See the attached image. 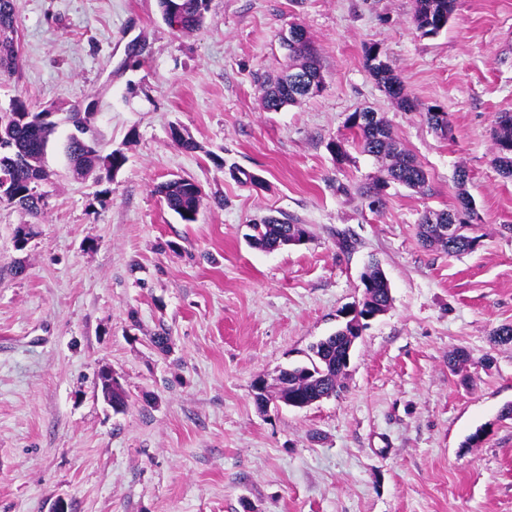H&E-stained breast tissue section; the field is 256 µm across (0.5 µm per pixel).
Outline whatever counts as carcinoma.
<instances>
[{
    "label": "carcinoma",
    "mask_w": 512,
    "mask_h": 512,
    "mask_svg": "<svg viewBox=\"0 0 512 512\" xmlns=\"http://www.w3.org/2000/svg\"><path fill=\"white\" fill-rule=\"evenodd\" d=\"M210 0H157L163 20L171 28L189 33L200 27L209 10ZM455 0H416L414 23L425 34H436L448 24L454 12ZM15 0H0V71L10 72L18 60V46L13 38ZM296 60L293 68L315 78L321 77V66L310 41L300 48L288 47ZM377 83L408 112L417 110V103L403 93L398 76L391 65L383 69L369 68ZM308 94L288 83L282 75L273 83L261 85V102L268 112H277L283 107L301 103ZM41 113L33 111L30 103L18 96L12 102V111L0 113V202L17 205L30 214L38 216L44 212L43 195L38 192L39 182L45 180L47 171L44 156L49 136L54 125L39 122ZM349 128L363 152L385 161L383 183L396 182L407 187H421L426 182L423 168L410 156L394 137L389 125L380 117L373 121L363 112H354L349 117ZM496 157L498 170L512 176V114L496 128ZM66 155L75 172L92 171L108 173L112 168H123L128 157L121 150L104 153L99 149H88L81 138L72 135L68 140ZM468 173L458 170V201L461 208L473 213L468 205L471 196L465 189ZM193 181L179 177L156 186V193L166 206L186 224L196 222L200 196L190 190ZM440 225L422 215L417 224V235L427 246L437 245L450 254L473 250L480 237L474 234V225L462 221L455 224L456 234L449 237L439 231ZM249 235L253 245L263 250H272L284 238H297L306 233L301 224H291L271 219L251 225ZM367 288L369 301L366 307L373 312L386 309L390 303L389 284L382 270L374 265L362 278ZM355 336L350 323H345L333 335L311 346L309 363L282 370L272 393L285 402L299 397L312 402L336 392L346 377L343 357Z\"/></svg>",
    "instance_id": "carcinoma-1"
}]
</instances>
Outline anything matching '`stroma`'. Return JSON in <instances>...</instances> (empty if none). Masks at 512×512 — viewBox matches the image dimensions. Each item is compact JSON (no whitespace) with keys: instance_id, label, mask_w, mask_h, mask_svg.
<instances>
[{"instance_id":"1","label":"stroma","mask_w":512,"mask_h":512,"mask_svg":"<svg viewBox=\"0 0 512 512\" xmlns=\"http://www.w3.org/2000/svg\"><path fill=\"white\" fill-rule=\"evenodd\" d=\"M415 5L210 0L184 34L156 0H17L21 60L0 76V109L21 96L57 128L43 214L0 203V512H52L60 497L70 512H512V344L492 341L512 325V178L494 163L495 119L512 112V0H456L435 35ZM295 23L325 87L268 112L260 84L288 68ZM370 46L418 111L379 87ZM90 101L88 137L128 156L109 181L74 176L65 153L67 117ZM365 107L422 165V189L369 202L381 165L348 128ZM461 168L481 240L451 255L417 224L457 208ZM176 177L202 190L195 223L155 192ZM268 216L307 240L252 247L249 224ZM374 261L392 302L357 339L340 395L258 409L253 381L307 363ZM457 349L469 360L455 373ZM106 366L128 396L118 414L94 390Z\"/></svg>"}]
</instances>
